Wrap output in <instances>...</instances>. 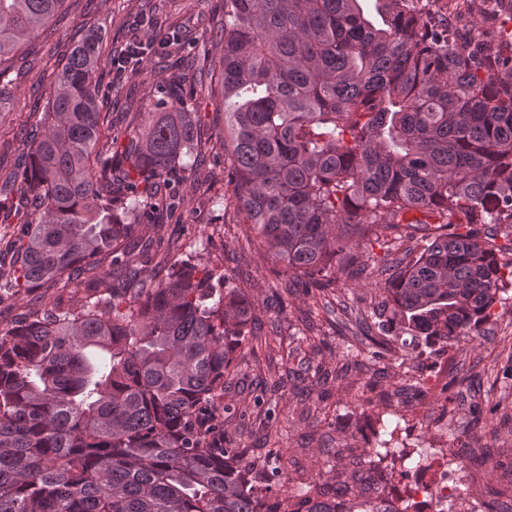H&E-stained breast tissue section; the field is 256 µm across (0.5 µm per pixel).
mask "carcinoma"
I'll list each match as a JSON object with an SVG mask.
<instances>
[{
    "label": "carcinoma",
    "instance_id": "1",
    "mask_svg": "<svg viewBox=\"0 0 512 512\" xmlns=\"http://www.w3.org/2000/svg\"><path fill=\"white\" fill-rule=\"evenodd\" d=\"M64 2L0 0V112L19 51ZM362 2L224 0L220 64L203 46L188 68L176 30L133 54L136 72L167 57V95L118 134L99 109L103 32L72 45L24 169L0 177V211L21 225L0 289L88 294L0 329V512H408L377 450L334 449L348 481L259 496L285 483L284 455L224 447L221 406L234 355L258 339L253 295L215 265L176 259L159 277L142 234L199 185L189 159L211 139L190 101L211 77L225 203L262 260L307 294L381 278L382 334L478 335L512 278L495 244L512 245V41L450 42L413 0H374L377 25ZM365 241L404 250L371 270Z\"/></svg>",
    "mask_w": 512,
    "mask_h": 512
}]
</instances>
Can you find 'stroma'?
<instances>
[{
    "label": "stroma",
    "mask_w": 512,
    "mask_h": 512,
    "mask_svg": "<svg viewBox=\"0 0 512 512\" xmlns=\"http://www.w3.org/2000/svg\"><path fill=\"white\" fill-rule=\"evenodd\" d=\"M154 5L161 8L156 37L179 26L207 44L214 58L222 57L224 43L214 25L224 17V0H65L26 48L31 70L18 77L15 101L0 114L1 172L15 168L26 117L49 96L38 82L40 70L54 64L72 37L91 28H105L113 43L128 42L134 17ZM206 172L183 214L155 220L147 233L161 244L167 262L184 257L182 243L203 239L206 258L223 263L252 290L254 315L268 341L238 352L225 377L224 403L231 412L224 417V438L230 448L284 452L294 480L283 489L271 487V495L298 493L302 483L337 470L327 449L371 448L382 438L390 450L384 463L395 471L410 469L424 448L447 461L453 512L464 499L477 510L498 490L503 503L512 502V282L473 341L425 352L416 364L396 341L379 372H372V344L357 318L377 305L376 286L340 278L321 298L285 292L279 266L257 256L242 238L234 210L222 205L231 192L223 163L207 162ZM78 300L67 289L18 292L0 302V328L29 305L65 308ZM294 339L301 342L295 352ZM366 400L373 402L374 416L363 415Z\"/></svg>",
    "instance_id": "35a3bbf8"
}]
</instances>
